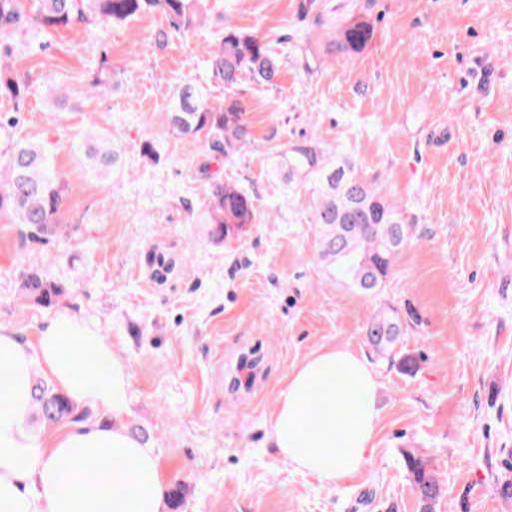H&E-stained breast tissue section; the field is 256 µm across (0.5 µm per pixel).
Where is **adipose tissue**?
I'll return each mask as SVG.
<instances>
[{"label": "adipose tissue", "mask_w": 512, "mask_h": 512, "mask_svg": "<svg viewBox=\"0 0 512 512\" xmlns=\"http://www.w3.org/2000/svg\"><path fill=\"white\" fill-rule=\"evenodd\" d=\"M37 362L72 399L111 413L115 425L73 423L33 435L26 420ZM337 375L345 383L333 384ZM129 388V366L109 338L69 313H59L32 346L0 328V512H162L156 454L117 423ZM377 390L364 357L336 345L314 351L283 381L269 418L274 448L297 470L340 485L368 463L379 425ZM342 408L348 422L340 429ZM91 464L107 481L88 472Z\"/></svg>", "instance_id": "1"}]
</instances>
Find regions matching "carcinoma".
Here are the masks:
<instances>
[{
	"label": "carcinoma",
	"instance_id": "1",
	"mask_svg": "<svg viewBox=\"0 0 512 512\" xmlns=\"http://www.w3.org/2000/svg\"><path fill=\"white\" fill-rule=\"evenodd\" d=\"M200 0H38L33 15L25 14L22 0H0V100L21 111L32 89L30 78L12 63L14 37L21 31L36 38L56 29H72L93 23L123 24L141 15L158 13L168 28L155 38L163 47L176 36L194 30L200 19ZM374 35V22L364 13L338 27L329 36L326 53L351 56L364 50ZM211 79L224 86V103L209 102L205 87L193 82L180 85L167 110L173 131L197 140L212 138V147L229 158L251 138L247 105L240 96L244 78L261 86L277 85L284 56L275 52L264 37L246 32L224 21L218 42L209 50ZM90 156L107 166L116 159L112 147L99 139L90 144ZM279 166L288 181L314 183L316 201L312 223L320 260L332 278L346 281L365 294L385 287L396 256L408 245L413 225L403 208L381 189L364 181L353 166L326 163L322 152L306 142L290 144L280 155ZM65 185L51 169L49 158L36 144H17L0 156V213L11 215L34 235L53 231L60 223ZM206 223L220 240L240 237L256 223L255 199L236 184L215 179L206 189ZM26 295L45 305L53 303L64 284L50 283L37 273L23 279ZM418 321L412 309L377 310L365 326L368 343L383 357L394 358L410 323ZM398 358V357H396ZM419 359L412 354L398 358L401 371L417 370ZM39 418L48 425L65 420L78 422L86 413L66 394L46 382L33 386ZM421 504V512H437L443 485L429 458L417 449L402 453Z\"/></svg>",
	"mask_w": 512,
	"mask_h": 512
}]
</instances>
